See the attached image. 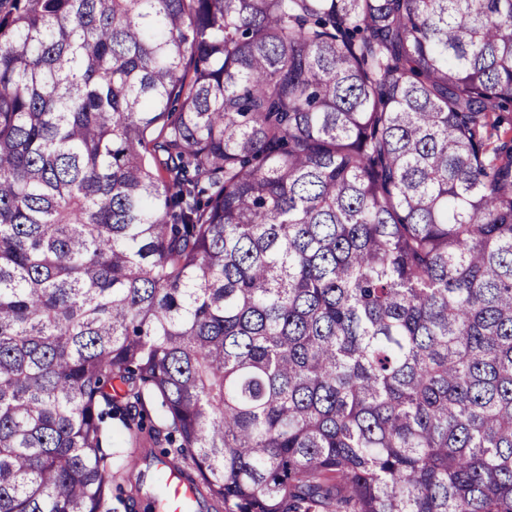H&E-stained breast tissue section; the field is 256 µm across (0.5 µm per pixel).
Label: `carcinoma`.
Listing matches in <instances>:
<instances>
[{
    "instance_id": "cac0c4a2",
    "label": "carcinoma",
    "mask_w": 512,
    "mask_h": 512,
    "mask_svg": "<svg viewBox=\"0 0 512 512\" xmlns=\"http://www.w3.org/2000/svg\"><path fill=\"white\" fill-rule=\"evenodd\" d=\"M510 110L512 0H0V512H512ZM155 464L156 461H153L151 457L140 458L133 473L132 484L134 485L137 481L141 486V492L137 493L134 488L130 492V484L128 482L124 483L126 488L128 484L127 495L129 496L121 503L113 500L112 506L117 508V512H151L147 508L149 503L148 492L152 484ZM195 489L193 484L172 472L165 493L153 502L154 512H213L212 502L200 499L194 508Z\"/></svg>"
}]
</instances>
